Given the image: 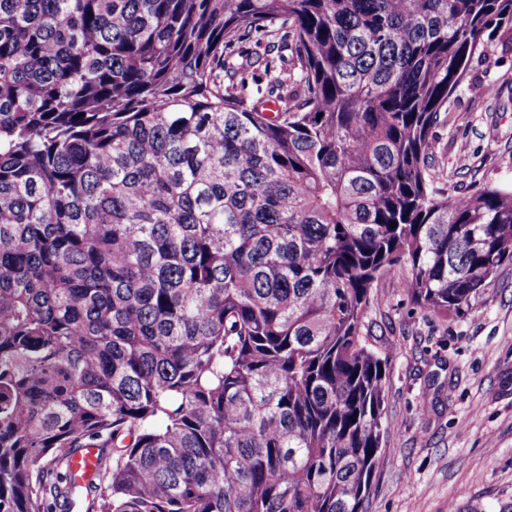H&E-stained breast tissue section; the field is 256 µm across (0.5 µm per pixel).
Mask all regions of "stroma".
Returning a JSON list of instances; mask_svg holds the SVG:
<instances>
[{
    "label": "stroma",
    "mask_w": 512,
    "mask_h": 512,
    "mask_svg": "<svg viewBox=\"0 0 512 512\" xmlns=\"http://www.w3.org/2000/svg\"><path fill=\"white\" fill-rule=\"evenodd\" d=\"M436 186L512 185V53L471 59L432 130ZM381 277L361 332L387 357L389 426L365 512H512V264L461 315Z\"/></svg>",
    "instance_id": "obj_1"
}]
</instances>
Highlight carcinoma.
<instances>
[{
    "instance_id": "carcinoma-1",
    "label": "carcinoma",
    "mask_w": 512,
    "mask_h": 512,
    "mask_svg": "<svg viewBox=\"0 0 512 512\" xmlns=\"http://www.w3.org/2000/svg\"><path fill=\"white\" fill-rule=\"evenodd\" d=\"M262 32L264 77L227 45ZM512 0H0V512H362L373 284L459 315L512 188L428 158ZM98 448H80L73 453L69 461L72 475L81 482L88 483L98 470Z\"/></svg>"
}]
</instances>
